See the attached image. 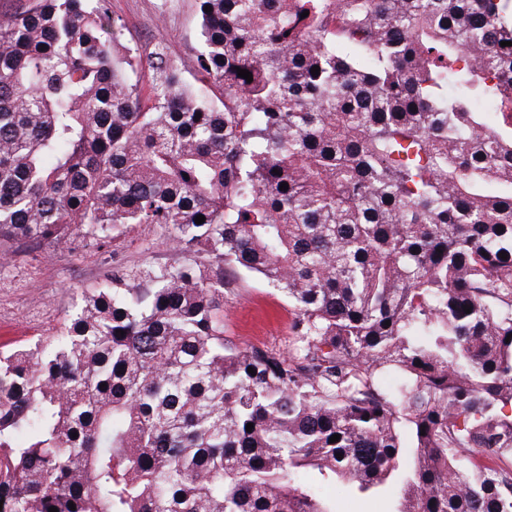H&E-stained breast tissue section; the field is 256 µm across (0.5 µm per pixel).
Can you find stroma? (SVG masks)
Masks as SVG:
<instances>
[{"label": "stroma", "instance_id": "1", "mask_svg": "<svg viewBox=\"0 0 512 512\" xmlns=\"http://www.w3.org/2000/svg\"><path fill=\"white\" fill-rule=\"evenodd\" d=\"M121 26L122 45L149 57L163 49L185 76H193L200 48L196 0H106ZM177 258L167 233L143 225L99 251L74 241L65 251L17 249L0 264V345L55 332L85 290L96 287L115 265L171 264ZM224 334L241 347L284 350L292 337V309L260 279L245 273L226 276Z\"/></svg>", "mask_w": 512, "mask_h": 512}]
</instances>
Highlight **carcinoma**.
Here are the masks:
<instances>
[{"label":"carcinoma","instance_id":"obj_1","mask_svg":"<svg viewBox=\"0 0 512 512\" xmlns=\"http://www.w3.org/2000/svg\"><path fill=\"white\" fill-rule=\"evenodd\" d=\"M198 6L147 99L105 0L0 12V260L143 224L182 258L0 351V512H512V0ZM228 269L291 349L224 336ZM389 504L383 500L354 498L348 499L338 493V510L340 512H386Z\"/></svg>","mask_w":512,"mask_h":512}]
</instances>
